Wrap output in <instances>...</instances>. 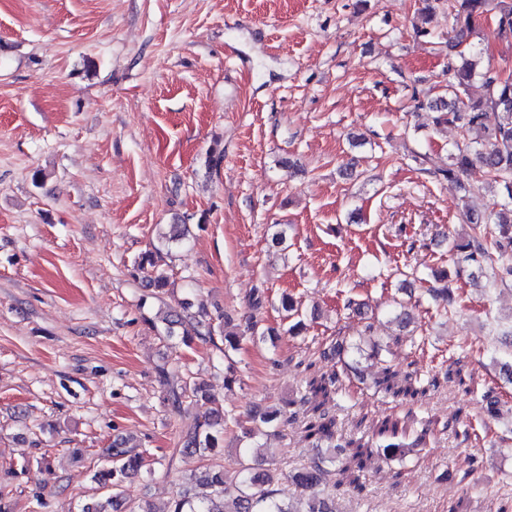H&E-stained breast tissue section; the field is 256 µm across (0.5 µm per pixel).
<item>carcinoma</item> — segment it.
Instances as JSON below:
<instances>
[{"label":"carcinoma","mask_w":512,"mask_h":512,"mask_svg":"<svg viewBox=\"0 0 512 512\" xmlns=\"http://www.w3.org/2000/svg\"><path fill=\"white\" fill-rule=\"evenodd\" d=\"M448 16L453 20V39L448 47L456 51L458 63L448 64L452 81L448 85V98L436 100L432 108L437 116V126L452 124L461 129L463 141L448 151V167L431 171L445 179L457 181L474 165L479 164L489 175L488 186L497 197L494 207L487 213L471 220L470 232L453 243L452 249L486 274L492 283L512 282V73L496 72L492 62L484 61L485 52L469 41L476 24L482 19L492 20L496 34L512 41V0H448ZM481 83L483 94L476 98L467 96L473 81ZM136 267L152 269L155 286L163 288L168 283L165 269L157 264L154 255L146 254ZM164 333L175 336V328H182V342L188 344L192 337L213 338L219 332L224 336V351L239 346L244 335L252 341H262L265 332L250 322L246 330L238 334L213 323L207 315L169 313L164 319ZM376 391L385 394L402 406H413L426 397L430 389L437 387V380L423 383L410 372L390 365L382 368L374 380ZM339 391L337 372L314 374L306 380L305 394L299 403L302 410L304 437L313 447L344 448L341 459L334 456L318 458L297 473L300 485L312 491V500L306 512H333L325 498V491L338 485L362 487L361 473L367 461L377 454L384 458L402 457L405 449L420 445L427 434H420L407 427L398 414H387L372 421L360 436H351L342 445L336 444V417L328 411L327 404L336 400ZM204 398L215 401L205 383L194 377L186 379L182 391L173 392V404L181 408L183 398ZM280 411H266L252 416L256 426L245 434L262 433L261 426L274 423ZM229 418L215 409L212 418L187 434L182 448L202 455L218 447ZM107 458L111 467L100 472L109 477L103 483L105 494L94 507H84L81 512H112L121 495L123 484L137 476L143 465L142 457L130 456L122 448H110ZM278 479L273 469H255L250 463H241L236 476L230 478L224 468L210 466L199 480L210 487L209 495L193 500L184 494L175 496L169 512H300L291 504L276 498L272 486Z\"/></svg>","instance_id":"cac0c4a2"}]
</instances>
